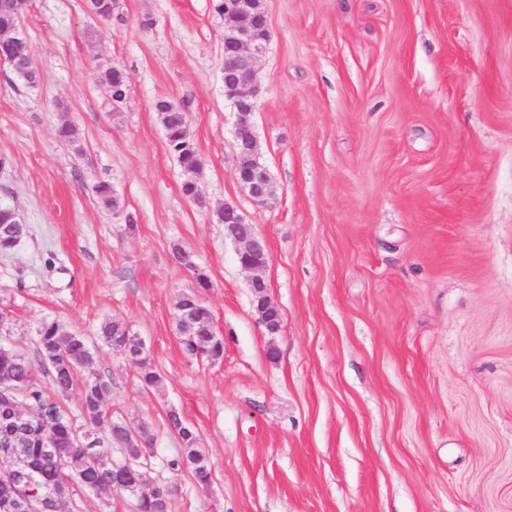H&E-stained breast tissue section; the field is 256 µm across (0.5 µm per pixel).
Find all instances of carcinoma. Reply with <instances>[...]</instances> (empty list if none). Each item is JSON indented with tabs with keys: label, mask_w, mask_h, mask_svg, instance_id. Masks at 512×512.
<instances>
[{
	"label": "carcinoma",
	"mask_w": 512,
	"mask_h": 512,
	"mask_svg": "<svg viewBox=\"0 0 512 512\" xmlns=\"http://www.w3.org/2000/svg\"><path fill=\"white\" fill-rule=\"evenodd\" d=\"M10 56L19 66L26 65L32 50L28 41L13 44ZM108 87L117 94L127 92V76L119 68H112L105 73ZM160 121L165 131L166 139L171 150L177 155L178 162L185 174L182 192L191 199H197L196 178L202 168V161L196 147L185 140L186 114L162 101L156 104ZM95 193L102 206L107 210L117 207L116 197L112 186L106 181H100L94 186ZM20 227L15 224L14 211L0 205V253L12 251L17 244V234ZM99 339L106 347L116 349L129 341L127 324L115 318L102 322L99 328ZM182 345L190 354H201L211 361H217L224 356V342L215 336L209 311L201 309L197 314L196 335L182 337ZM36 355L38 361H33L26 353L15 348L0 346V386H14L16 393L11 400L0 401V418L14 412L15 404L27 403L46 416L54 423V448L56 453L46 450L44 439L40 435H32L28 439L25 453L33 467L40 474H51L56 477L53 494L47 492L32 474V471L16 472L12 482L0 480V499L16 496L14 486L26 489L25 505L43 510V512H60L63 506L76 495L77 488L71 483V476L56 467L55 457L69 460L73 466L81 468L83 463L105 462L112 460L114 447L124 450L130 460L139 463L146 459L147 449L139 446L138 440L127 431V424L121 421L109 420L105 423L104 434H91L84 448L70 446L72 428H78L83 421L73 417L62 405L61 400L69 395L75 387H80L81 412L80 416L95 413L104 408V404L112 392V383L102 377H93L86 382H80L81 370L93 361L94 350L86 337L66 328L55 318H47L40 322L36 331ZM42 368L50 378V387L45 388L37 382V368ZM181 420L178 412L168 413L171 428L177 429V434L185 448V455L179 461H172L171 466H186L192 469L194 477L201 484L210 480L211 467L207 458L197 449L196 437L192 429L184 425L176 428ZM110 469L103 468L96 475L94 494L99 500L108 502L116 490L108 484ZM177 493L175 486L168 487L162 497L136 496L137 512H170L171 502Z\"/></svg>",
	"instance_id": "1"
}]
</instances>
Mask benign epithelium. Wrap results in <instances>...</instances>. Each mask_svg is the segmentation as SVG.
<instances>
[{"label":"benign epithelium","instance_id":"benign-epithelium-1","mask_svg":"<svg viewBox=\"0 0 512 512\" xmlns=\"http://www.w3.org/2000/svg\"><path fill=\"white\" fill-rule=\"evenodd\" d=\"M228 16L232 18L231 50L224 53V94L232 101L236 116L235 171L237 182L257 204L265 205L274 195V186L267 167L260 161L257 140L252 130L258 95L257 60L264 54L268 38V21L262 0H232ZM25 37L22 24L0 29V60L7 61L5 48ZM224 229L237 244V262L250 273V288L259 320L273 332L280 325V312L268 296V285L263 272L270 261V253L255 225L246 221L239 208L226 203ZM10 422L14 443L7 451V460L25 463L23 441L38 428L45 431L40 415L30 417L24 412H13ZM112 488L133 494H150L157 488L147 467L131 462L112 466Z\"/></svg>","mask_w":512,"mask_h":512}]
</instances>
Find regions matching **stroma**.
<instances>
[{
    "mask_svg": "<svg viewBox=\"0 0 512 512\" xmlns=\"http://www.w3.org/2000/svg\"><path fill=\"white\" fill-rule=\"evenodd\" d=\"M264 6L253 127L275 197L260 206L234 176L214 0H118L108 21L88 0H29L40 79L0 62V205L27 229L0 253L5 342L34 353L51 317L95 343L82 374L111 379L113 419L146 424L172 512H512V0ZM161 100L187 114L198 199ZM227 202L266 241L276 333L216 221ZM178 247L210 281L218 361L181 343L175 303L198 290ZM107 317L144 341L158 385L98 345ZM172 410L208 484L169 466Z\"/></svg>",
    "mask_w": 512,
    "mask_h": 512,
    "instance_id": "35a3bbf8",
    "label": "stroma"
}]
</instances>
